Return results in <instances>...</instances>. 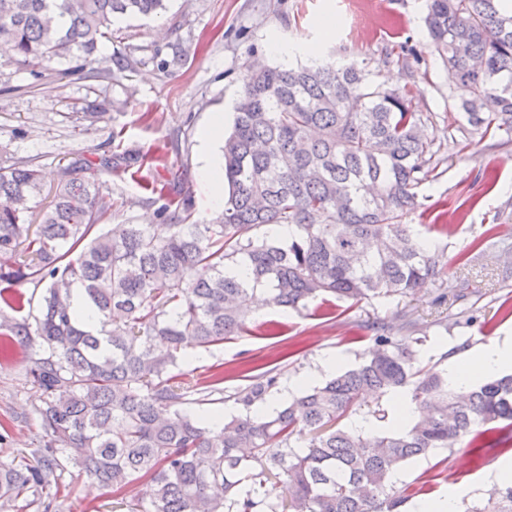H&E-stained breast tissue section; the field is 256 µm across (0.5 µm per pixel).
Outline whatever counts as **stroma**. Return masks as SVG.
Wrapping results in <instances>:
<instances>
[{"instance_id":"stroma-1","label":"stroma","mask_w":512,"mask_h":512,"mask_svg":"<svg viewBox=\"0 0 512 512\" xmlns=\"http://www.w3.org/2000/svg\"><path fill=\"white\" fill-rule=\"evenodd\" d=\"M425 0H164L151 17L127 16L117 26L119 43L102 42L96 53L108 68L114 50L131 59L123 72L101 81L61 75L52 63L41 79L0 51V165L33 160L44 176L41 203H48L62 170L74 161L99 165L129 153L133 175L101 172L103 192L111 193L112 223H158L156 206L144 203V185L163 184L179 171V184L191 203V220L211 224L216 212L199 177L204 163L223 166L222 140L204 143L202 132L215 113L232 120L233 108L249 65L259 60L280 65L274 39L321 43L324 56L368 58L373 79L398 87L416 78L422 110L448 117V74L430 46L422 22ZM417 49L411 69L388 57L401 42ZM189 51L185 61L172 58L173 44ZM104 105V120H83V113ZM440 178L418 190L425 215L410 221L422 238L439 250L443 279L468 277L471 295L456 297L426 284L415 292L370 305L340 304L331 318L314 309L265 310L252 324L269 320L286 324L283 336L264 339L244 333L225 341L215 353L198 352L193 366L206 370L223 363L231 370L226 389L241 386L240 374L272 364L279 366L281 386L298 380L331 356L340 367L356 363L374 344L366 325L378 321L401 328L405 318L419 324L422 364L448 369L462 364L491 342L512 336V315L503 303L512 299V144L493 147L472 140L446 155ZM496 229L506 250L489 249L475 265L461 268L457 256L487 229ZM41 348L0 335V424L8 428L0 441V464L19 463L41 447L43 433L36 409L40 392L27 372ZM512 465V454L483 451L474 458L465 446L439 448L403 470L407 484L426 485L428 498L452 495L457 512L484 507L498 488L495 471ZM59 493H48L28 512H127L128 504L145 500L146 487L129 486L122 498L70 466L59 481Z\"/></svg>"}]
</instances>
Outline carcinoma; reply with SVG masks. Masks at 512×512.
Returning <instances> with one entry per match:
<instances>
[{"mask_svg": "<svg viewBox=\"0 0 512 512\" xmlns=\"http://www.w3.org/2000/svg\"><path fill=\"white\" fill-rule=\"evenodd\" d=\"M164 0H0V50L36 78L65 59L67 72L110 79L94 68L113 19L150 16ZM425 25L453 86L457 115L448 130L415 104L413 82L386 89L370 62L335 60L249 67L224 137L229 194L215 224L190 222L187 198L152 189L163 231L148 224L97 228L112 215L100 169L73 163L49 204L31 160L0 167V331L43 353L30 369L42 395L46 437L31 459L0 466V503L58 484L78 465L116 495L133 483L148 500L128 512H404L423 492L398 488L394 472L438 448L467 440L473 453L508 450L512 374L448 387V373L420 366L422 338L408 319L398 336L378 323L360 360L293 397L271 417L251 414L278 384L272 366L224 390V364L196 378L181 369L245 333L247 309H305L318 299L371 304L441 279L439 251L407 219L423 203L417 189L438 167L444 143L473 135L512 142V10L502 0H425ZM288 226V238L268 228ZM486 236L458 255L467 266ZM49 282L30 323L13 286ZM80 292L100 317L90 327L73 307ZM167 350L155 349V342ZM408 389L412 425L385 428L388 412L370 393ZM245 413L206 420L183 408L215 396ZM360 415L377 430L351 431ZM307 431L301 448L294 436ZM284 479L288 501L264 492ZM483 512H512V485L495 489Z\"/></svg>", "mask_w": 512, "mask_h": 512, "instance_id": "cac0c4a2", "label": "carcinoma"}]
</instances>
